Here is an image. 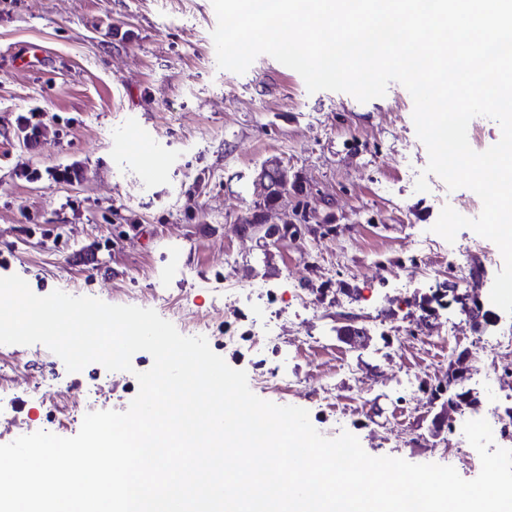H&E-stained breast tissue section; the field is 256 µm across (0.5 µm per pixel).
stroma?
<instances>
[{
	"instance_id": "1",
	"label": "stroma",
	"mask_w": 512,
	"mask_h": 512,
	"mask_svg": "<svg viewBox=\"0 0 512 512\" xmlns=\"http://www.w3.org/2000/svg\"><path fill=\"white\" fill-rule=\"evenodd\" d=\"M216 25L211 0H0V277L40 296L149 308L185 336L202 325L259 398L307 409L318 431L350 432L371 456L443 463L440 447L464 441L466 421L512 409V379L489 383L482 368L464 382L475 408L432 394L458 355L476 358L493 329H512L496 307L486 320L456 304L421 313L449 262L486 286L502 269L492 241L432 230L446 205L478 217L480 198L435 175L416 191L428 152L400 83L362 103L308 92L267 54L245 73L224 70ZM24 115L38 140L20 136ZM67 167L77 177L56 180ZM278 169L288 187L269 203L265 175ZM255 216L293 232L266 239L247 225ZM269 322L273 342L259 335ZM349 323L360 342L338 336ZM409 332L421 343L399 349ZM0 359L22 381L0 398V444L54 432L53 405L75 397L126 411L153 364L140 351L128 372L71 373L40 343L0 344ZM306 379L342 411L315 403ZM44 382L54 403L33 397Z\"/></svg>"
}]
</instances>
